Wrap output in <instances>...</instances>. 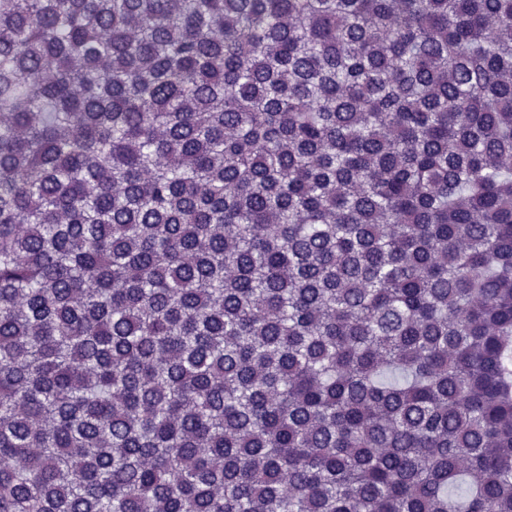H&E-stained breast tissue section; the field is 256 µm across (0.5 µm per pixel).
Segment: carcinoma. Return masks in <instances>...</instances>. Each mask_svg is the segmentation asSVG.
Instances as JSON below:
<instances>
[{
  "mask_svg": "<svg viewBox=\"0 0 512 512\" xmlns=\"http://www.w3.org/2000/svg\"><path fill=\"white\" fill-rule=\"evenodd\" d=\"M511 353L512 0H0V512H512Z\"/></svg>",
  "mask_w": 512,
  "mask_h": 512,
  "instance_id": "1",
  "label": "carcinoma"
}]
</instances>
